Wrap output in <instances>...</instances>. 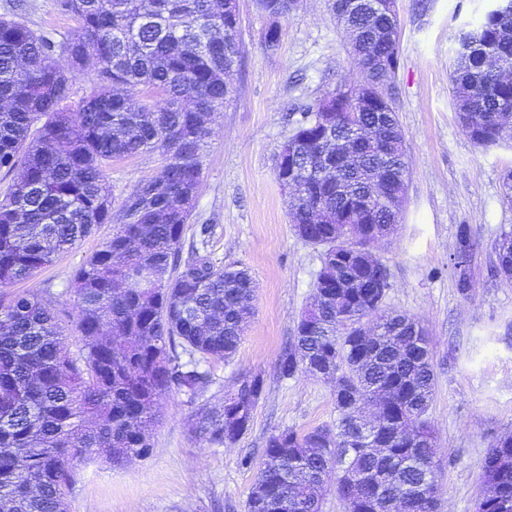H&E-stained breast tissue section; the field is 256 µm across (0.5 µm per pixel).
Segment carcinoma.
Wrapping results in <instances>:
<instances>
[{
    "mask_svg": "<svg viewBox=\"0 0 512 512\" xmlns=\"http://www.w3.org/2000/svg\"><path fill=\"white\" fill-rule=\"evenodd\" d=\"M225 0H58L78 22L63 42L0 17V171L20 170L0 198V287L30 279L98 224L112 223L105 186L114 160L159 152L161 180H140L121 206V224L72 280L73 356L58 312L35 293L0 303V512H68L72 461L121 464L151 447L160 399L176 390L194 402L212 384L197 357L228 361L253 314L255 283L245 269L205 256L180 263L185 225L201 184L213 115L233 98L242 60L241 27L224 19ZM286 18L292 0H256ZM351 37L363 85L295 108L289 210L296 233L321 249L313 302L302 312L280 374L303 359L339 364L344 395L336 421L308 432L286 428L264 448L246 512H320L323 477L336 470L348 512H432L423 484L436 472L429 421L435 372L421 323L383 309L387 266L371 245L402 221L407 189L404 136L394 107L400 38H375L399 20L333 0ZM450 92L463 131L481 147L512 141V9L494 5L458 37ZM96 63V88L77 109L69 69ZM350 157L336 155V139ZM452 254L457 288L472 256L462 224ZM354 256L338 269L330 256ZM495 271L512 283V230H502ZM228 406H198L195 430L231 445L260 400L257 375L238 379ZM373 404L379 425L353 426L348 406ZM486 512H512V434L488 449Z\"/></svg>",
    "mask_w": 512,
    "mask_h": 512,
    "instance_id": "obj_1",
    "label": "carcinoma"
}]
</instances>
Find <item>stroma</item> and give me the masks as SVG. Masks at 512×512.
Instances as JSON below:
<instances>
[{
	"instance_id": "stroma-1",
	"label": "stroma",
	"mask_w": 512,
	"mask_h": 512,
	"mask_svg": "<svg viewBox=\"0 0 512 512\" xmlns=\"http://www.w3.org/2000/svg\"><path fill=\"white\" fill-rule=\"evenodd\" d=\"M397 0L401 27L395 107L410 177L403 219L388 241L375 244L390 273L385 307L424 326L436 373L431 421L437 436L439 512H473L484 493L488 448L512 431V284L496 277L494 245L512 227L503 198L512 171V143L475 145L459 124L449 94L450 64L465 25L491 0ZM332 0H301L278 22L280 44L267 50L270 20L255 0H239L244 59L237 92L214 118L202 183L181 244L219 266L245 267L256 284L251 318L230 361H207L213 382L200 401L220 405L243 372L258 374L263 391L248 431L233 445L209 443L194 430L195 405L173 391L161 401L147 455L123 464L74 463L69 512H245L269 436L307 431L336 420L333 381L300 374L286 379L279 361L311 300L321 254L297 237L285 190L275 176L276 154L299 104L363 77L349 54ZM0 16L63 40L76 28L57 0H0ZM163 157L148 152L113 163L106 184L113 207L133 187L160 173ZM209 225L200 239V225ZM474 244L472 288L461 294L450 257L460 225ZM95 226L76 247L30 279L0 288V299L38 292L55 306L65 344L78 352L71 284L76 268L112 235ZM251 465H244V458Z\"/></svg>"
}]
</instances>
